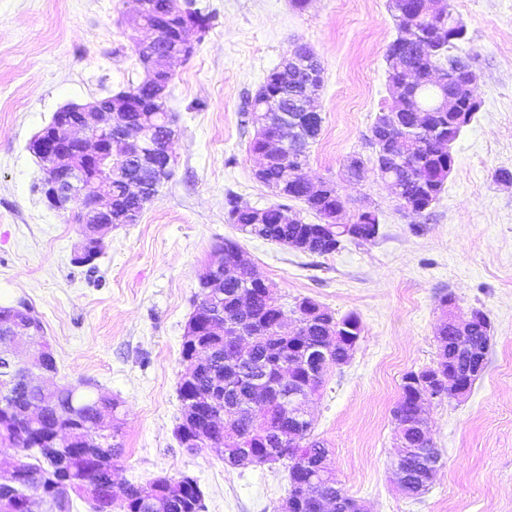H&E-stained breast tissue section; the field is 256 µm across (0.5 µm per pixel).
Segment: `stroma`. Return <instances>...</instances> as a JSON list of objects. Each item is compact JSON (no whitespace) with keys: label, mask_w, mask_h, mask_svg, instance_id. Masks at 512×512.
Masks as SVG:
<instances>
[{"label":"stroma","mask_w":512,"mask_h":512,"mask_svg":"<svg viewBox=\"0 0 512 512\" xmlns=\"http://www.w3.org/2000/svg\"><path fill=\"white\" fill-rule=\"evenodd\" d=\"M198 4L213 27L171 65L173 175L137 223L103 232L99 258L83 266L73 261L80 226L42 202V169L28 144L63 105L140 83L135 44L151 32L126 24L136 0H0V305L24 300L39 316L57 385L84 380L119 399L124 451L112 465L114 494L188 475L204 493L203 512H275L288 495L284 463L231 468L217 450L192 453L174 436L198 277L230 240L275 284L285 309L308 298L360 319L349 363L330 368L309 402L313 433L350 497L367 512H512V184L498 177L512 171V0H448L467 29L480 107L453 145L442 193L421 214L401 211L373 169L357 182L345 169L350 156L372 158L371 127L392 102L385 52L397 29L387 0ZM297 43L324 68L322 131L306 174L336 182L343 223L362 211L380 222L375 241L331 255L245 235L224 209L230 193L255 208L280 201L255 176V129L244 114ZM447 295L487 314L490 348L467 396L426 406L441 467L412 498L391 482L392 410L403 376L437 359Z\"/></svg>","instance_id":"35a3bbf8"}]
</instances>
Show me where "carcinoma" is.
<instances>
[{
  "mask_svg": "<svg viewBox=\"0 0 512 512\" xmlns=\"http://www.w3.org/2000/svg\"><path fill=\"white\" fill-rule=\"evenodd\" d=\"M420 0H388V9L397 22L398 33L386 49L388 81L403 83V103L405 113L402 123L406 128L385 133L388 142L386 149L403 161V165L390 169V179L398 186L401 204L423 213L438 199L445 181L443 172L448 168V155L436 148L439 138L455 141L464 125L457 120L459 113H469L473 119L475 111L461 102L453 110L441 111V101L453 102L459 94L461 76L471 68L470 59L455 55L454 39L466 34L464 25L456 19H449L448 39L438 41L430 36V24L425 22L419 11ZM169 15V0H145L144 17L150 23ZM176 26L190 23L196 28L197 42H202L212 28V16L199 8H180L173 16ZM322 69L320 60L310 47L299 56L294 78L283 84L281 74L274 68L268 72L257 94L251 102L264 98L282 100V108L304 126L305 114L297 111L293 98L286 97V90L306 83L309 72ZM323 117L314 118L311 129L303 130L300 140L288 144V150L269 164L263 173V180L279 188L278 196L298 200L305 204L318 218L322 219L343 204L336 190V183L326 181V188L317 199H310L302 185L303 175L299 172L297 157L308 160L309 149L322 130ZM112 200L117 207L112 221H117L119 211L131 205L125 196L124 179L120 176L112 179ZM229 223L238 226L247 235L274 241L287 246L291 241L300 239L305 233L316 228L314 224L298 222L280 223L282 206L271 205L264 209L262 220H256L255 211L239 205L233 194L226 198ZM380 234V224L374 214H359L350 224H332L321 234H316L307 242L306 252L317 255H330L343 247V242L356 244L374 241ZM272 284L263 285L250 281L245 276L224 281L220 293L212 296L197 294L193 315L201 325L200 344L214 350L211 363L202 368L197 376V385L204 388L217 382L223 386L217 388L218 402L215 407L231 412V424L243 431H256L258 435L245 442L250 454L256 457H273L275 452L269 447L274 435H282L292 429L302 441L301 451L306 457V467L288 466L290 488L288 498L298 496L300 485L313 475L318 480L316 492L336 495V512H348L353 498L343 493L333 469L324 466L328 461L329 450L325 444L313 435V424L301 420L291 421L282 416L279 410V398L288 394L294 384L284 381L280 376L281 360L289 355L301 357L304 351L320 343L328 335L327 322H306L300 333L288 339L280 335V327L288 318L287 311L278 300L269 294ZM222 309L224 319L236 321L244 330L260 327L265 339L256 343L244 359L235 357L234 352L224 344V340L210 334L207 328V312ZM336 333L341 336H360L362 326L353 315L334 321ZM491 324L484 319L474 324L468 336L472 352L485 356L490 347ZM443 341L439 344V355L446 357L456 365L465 364L462 354L458 353L454 341L448 339V331L441 332ZM251 364L263 371L264 382L254 386L246 382L242 367ZM414 372L406 373L402 378L403 397L393 411L395 426L408 424L404 429L399 451L398 464L391 468L392 476L405 485V494L418 496L426 487L427 474L436 470L441 455L433 443L417 427V407L414 403L415 386L409 383ZM23 403L40 410L38 427L32 428L14 421L9 409L13 400L0 397V440L4 439L18 449L17 462L24 472L42 478L48 477L50 483L43 484L44 492L52 493L53 487L60 488L53 503L64 501L61 512H71L73 501L61 498L63 489L71 485L85 488V496L93 512H144L140 504L139 487L128 488L125 501L114 504L109 498L105 485L109 482L112 459L121 455L122 429L120 418L116 417L120 402L103 395L94 396L72 386H63L55 393L46 396L39 391H23L19 395ZM112 405L115 415L112 433L101 439L102 447L83 451L74 455L69 471L60 470L58 461L49 455L46 449L55 446L56 432L65 424L76 421L80 434L90 436L96 433L100 408L104 404ZM190 437L215 435L224 437L221 431L204 426V418L184 425ZM203 492L193 487L185 496L173 502L168 512H202Z\"/></svg>",
  "mask_w": 512,
  "mask_h": 512,
  "instance_id": "1",
  "label": "carcinoma"
}]
</instances>
